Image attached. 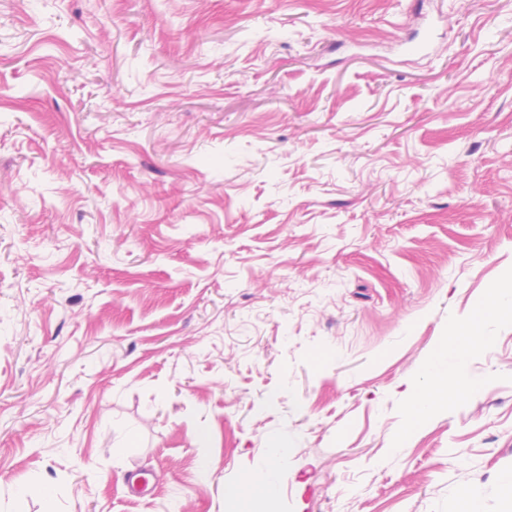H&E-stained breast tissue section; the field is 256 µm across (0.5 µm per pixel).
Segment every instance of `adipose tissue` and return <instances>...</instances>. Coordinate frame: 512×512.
<instances>
[{
	"label": "adipose tissue",
	"mask_w": 512,
	"mask_h": 512,
	"mask_svg": "<svg viewBox=\"0 0 512 512\" xmlns=\"http://www.w3.org/2000/svg\"><path fill=\"white\" fill-rule=\"evenodd\" d=\"M499 318L512 317V290L492 289L489 297L478 311L463 322H454L448 335L449 343L455 344V353L439 355L427 365L426 374L431 381L428 391L411 407L412 417L428 414L440 402H453L464 398L472 389V384L464 371L466 357L484 351L492 342L491 337L480 333L479 326L487 315Z\"/></svg>",
	"instance_id": "obj_1"
}]
</instances>
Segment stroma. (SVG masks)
Here are the masks:
<instances>
[{"label":"stroma","instance_id":"stroma-1","mask_svg":"<svg viewBox=\"0 0 512 512\" xmlns=\"http://www.w3.org/2000/svg\"><path fill=\"white\" fill-rule=\"evenodd\" d=\"M509 282L512 0H0V512H512ZM489 314L500 319L512 317L511 288H494L482 309L465 322H454L448 334V344L463 341L453 354L438 355L427 365L426 374L431 381L428 391L410 409L413 418L428 414L439 402H453L464 398L472 389V384L464 371L466 357L484 351L493 341L478 331L479 325Z\"/></svg>","mask_w":512,"mask_h":512}]
</instances>
